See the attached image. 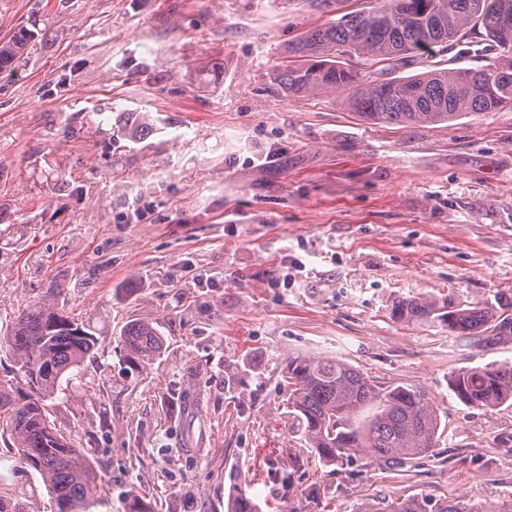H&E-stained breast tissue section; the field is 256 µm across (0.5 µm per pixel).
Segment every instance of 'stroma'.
Wrapping results in <instances>:
<instances>
[{"label": "stroma", "mask_w": 512, "mask_h": 512, "mask_svg": "<svg viewBox=\"0 0 512 512\" xmlns=\"http://www.w3.org/2000/svg\"><path fill=\"white\" fill-rule=\"evenodd\" d=\"M326 19L307 0H0V39L37 35L0 73V337L49 288L100 330L51 419L95 464L107 512L136 496L227 512L243 478L271 512L292 455L295 512L512 501V407L448 388L458 369L512 361V340L390 317L419 294L512 302V105L393 125L338 92L285 95L289 38ZM133 319L166 339L136 370L120 343ZM291 352L423 390L437 447L399 471L362 455L321 466L279 389ZM195 364L191 420L175 392ZM0 496L55 512L1 422Z\"/></svg>", "instance_id": "stroma-1"}]
</instances>
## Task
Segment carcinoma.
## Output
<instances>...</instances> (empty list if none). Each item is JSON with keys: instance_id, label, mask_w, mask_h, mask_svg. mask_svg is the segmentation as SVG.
Instances as JSON below:
<instances>
[{"instance_id": "obj_1", "label": "carcinoma", "mask_w": 512, "mask_h": 512, "mask_svg": "<svg viewBox=\"0 0 512 512\" xmlns=\"http://www.w3.org/2000/svg\"><path fill=\"white\" fill-rule=\"evenodd\" d=\"M512 0H374L307 30L288 43V62L275 80L288 95L343 91L347 107L377 123L427 125L512 104ZM32 34L22 31L0 41V71L28 53ZM464 44L481 64L434 68L399 76L423 54ZM388 79L378 83L376 75ZM60 292L44 297L15 317L6 344L18 368L19 384L0 388V414L9 427L21 464L35 470L54 497L57 512H96L102 504L90 459L50 421L48 401L74 371L95 357L99 333L66 313ZM390 315L405 323L438 322L459 336L483 340L512 337V314L477 303L438 304L422 296L404 298ZM125 362L133 368L153 359L164 336L152 323L131 320L120 334ZM288 413L314 458L342 467L358 454L380 464L426 456L437 447L441 420L426 393L404 385L384 386L335 357L292 352L281 365ZM448 385L464 404L483 410L512 407V363L465 367ZM300 461L289 457L279 472L284 494L293 495ZM228 512H260L246 488L228 501ZM363 512H504L465 507L448 499H395Z\"/></svg>"}]
</instances>
